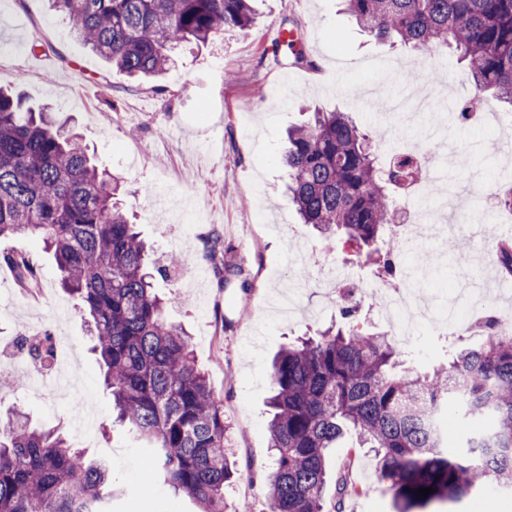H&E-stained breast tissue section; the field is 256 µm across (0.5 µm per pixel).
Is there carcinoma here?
I'll return each instance as SVG.
<instances>
[{"label": "carcinoma", "instance_id": "carcinoma-1", "mask_svg": "<svg viewBox=\"0 0 512 512\" xmlns=\"http://www.w3.org/2000/svg\"><path fill=\"white\" fill-rule=\"evenodd\" d=\"M75 37L131 77L159 76L182 43L205 42L254 23L250 0H49ZM347 12L380 41L414 52L446 47L467 63L482 91L512 105V0H345ZM344 112L311 113L288 131L283 163L302 223L371 256L396 220L393 190L410 174L401 162L380 170L373 137ZM119 177L100 169L76 134L46 113L23 111L0 91V239L43 242L90 318L93 351L116 419L143 444L163 482L201 512H224L232 477L224 448V404L196 365L184 328L168 319L153 285L151 249L117 197ZM512 275V242L498 247ZM206 258L228 285L241 270L224 261L220 238ZM22 288L37 285L30 260L0 254ZM485 337L455 350L428 373L404 369L406 353L382 332L355 325L282 349L271 366L269 424L275 464L270 512H342L350 493L336 475L327 502L328 450L346 436L378 457L395 512H441L478 491L512 489V329L488 315ZM475 428L462 450L444 451L434 421L447 404ZM433 488L417 497L420 488ZM112 502V468L55 428L20 411L0 414V512H74Z\"/></svg>", "mask_w": 512, "mask_h": 512}]
</instances>
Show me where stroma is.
<instances>
[{"instance_id":"35a3bbf8","label":"stroma","mask_w":512,"mask_h":512,"mask_svg":"<svg viewBox=\"0 0 512 512\" xmlns=\"http://www.w3.org/2000/svg\"><path fill=\"white\" fill-rule=\"evenodd\" d=\"M256 24L225 31L206 43H188L175 67L156 80L133 82L85 49L64 14L46 0H0V88L37 108L52 105L81 135L95 163L120 174L121 203L154 248L155 261L180 254L181 270L156 276L169 297L170 319L188 330L198 367L224 403L227 447L241 472L224 487V512H269L266 477L272 457L268 423L271 359L289 343L344 325L342 307L314 281L335 270L345 277L353 249L324 239L300 223L285 192L288 171L280 161L288 128L302 124L309 107L348 113L363 128L382 129L386 143L415 140L419 130L452 121L450 100L463 96L464 69L445 49L426 55L378 43L342 10L340 0H253ZM298 28L310 66L276 64L268 46L281 26ZM41 47L30 52L32 40ZM422 80H413V72ZM511 126L489 128L474 115L468 131L448 129L458 157L456 182L512 186V152L495 150ZM448 238L420 243L441 255L426 264L419 289L440 312L461 283L488 272L489 292L461 300L473 318L498 314L512 279L491 262L498 230L476 233L475 223L448 214ZM195 225L190 236L175 226ZM220 237L232 262L247 276L221 285L214 273L196 282L192 269L205 262L204 242ZM29 255L39 290L23 294L10 266L0 263V348L10 349L25 326L64 335L75 347L78 378L96 406L89 437L78 436L69 412L48 394L34 392L26 368L8 364L11 386L0 392V411L16 407L42 427H62L76 446L112 462V512H197L186 497L169 492L155 474L142 472L144 451L124 427L112 422V398L90 350L79 300L60 285V271L41 241L0 239V252ZM476 333L420 330L414 338V371L446 363L450 343H476ZM333 472H348L359 485L345 497L344 512H392L368 449L350 440L331 449Z\"/></svg>"}]
</instances>
